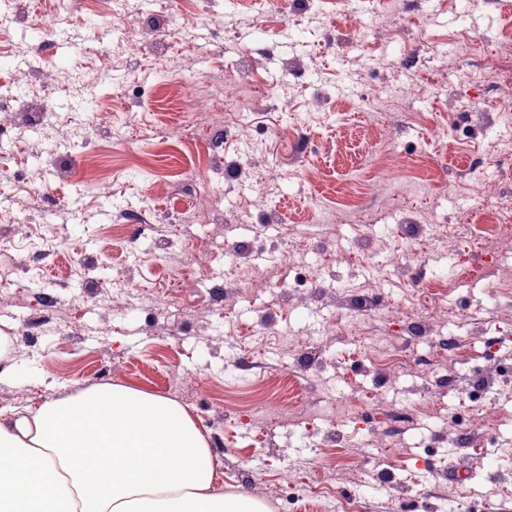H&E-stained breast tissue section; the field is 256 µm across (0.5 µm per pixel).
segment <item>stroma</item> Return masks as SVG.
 <instances>
[{
  "instance_id": "1",
  "label": "stroma",
  "mask_w": 512,
  "mask_h": 512,
  "mask_svg": "<svg viewBox=\"0 0 512 512\" xmlns=\"http://www.w3.org/2000/svg\"><path fill=\"white\" fill-rule=\"evenodd\" d=\"M467 5L485 45L512 28V0H126L123 21L177 18L193 55L172 52L158 31L146 56L109 67L117 43L111 0H14L27 24L0 33V95L52 103L57 123L0 112V245L14 269L0 280V335L12 368L0 407L119 383L177 401L206 434L230 491L297 512L298 498L349 512H512V238L502 263L478 272L463 236L444 235L423 271L393 266L410 249L406 224L484 221L494 198L512 197V141L496 100L512 97V56L494 74L486 57L458 63L451 49ZM63 14L61 30L42 26ZM365 67L353 65L356 55ZM53 86L80 81V95L27 93L24 73ZM259 82L254 110L185 144L126 142L122 88L138 86L137 117L159 130L179 125L184 92L217 73ZM417 81L421 96L370 126L368 109ZM100 119L86 141L70 127ZM411 162L402 189L422 177L452 180L454 196L413 205L369 202L375 142ZM110 183L111 197L99 193ZM40 186L33 202L28 184ZM211 226L191 230L198 257L175 301L162 285L183 260L165 239L194 202ZM338 218L336 250L286 255L294 233ZM368 248L373 265L351 256ZM267 276L266 290L239 294V275ZM375 309L356 299L379 272ZM425 293L435 309L429 335L406 351L404 306ZM366 323L383 341L370 361L354 336ZM384 402L395 417L346 411L321 420L303 402Z\"/></svg>"
}]
</instances>
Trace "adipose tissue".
I'll return each instance as SVG.
<instances>
[{
  "label": "adipose tissue",
  "mask_w": 512,
  "mask_h": 512,
  "mask_svg": "<svg viewBox=\"0 0 512 512\" xmlns=\"http://www.w3.org/2000/svg\"><path fill=\"white\" fill-rule=\"evenodd\" d=\"M0 512H271L225 491L175 400L101 384L0 409Z\"/></svg>",
  "instance_id": "obj_1"
}]
</instances>
